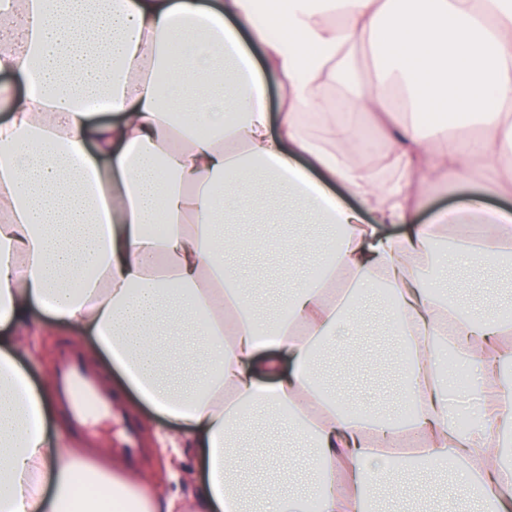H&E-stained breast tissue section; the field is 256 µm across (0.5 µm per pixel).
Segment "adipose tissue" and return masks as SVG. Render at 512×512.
<instances>
[{
  "label": "adipose tissue",
  "instance_id": "1",
  "mask_svg": "<svg viewBox=\"0 0 512 512\" xmlns=\"http://www.w3.org/2000/svg\"><path fill=\"white\" fill-rule=\"evenodd\" d=\"M0 512H95L79 501L85 464L45 430L48 396L19 364L22 330L41 318L82 326L98 352L156 414L180 424L202 469L200 512H307L284 494L280 455L272 478L244 481L255 466L240 441L258 417L276 422L312 455L320 512H358L390 466L431 475L455 470L454 512H512V325L490 305L443 301L439 261L471 268L512 256V212L464 209L417 223L424 177L465 184L475 166L512 157V0H0ZM368 51L376 71L357 63ZM283 90L266 108L265 76ZM385 120L399 185L378 183L352 158L357 131L328 91ZM101 101L110 122L95 118ZM440 110L477 120L480 150ZM322 118L309 132L308 116ZM319 171L316 182L309 170ZM355 196L349 208L326 185ZM302 216L346 229L328 238L336 257L321 279L288 296L287 325L257 316L262 285L227 264L249 245L223 236L228 208L246 211L268 185ZM403 225L402 234L383 232ZM385 281L390 322L417 395L414 423L378 406H336L316 372L340 353L355 314ZM447 339L470 371L479 424L456 430L448 406ZM289 355L291 371L278 353ZM415 434L420 444L399 446Z\"/></svg>",
  "mask_w": 512,
  "mask_h": 512
}]
</instances>
